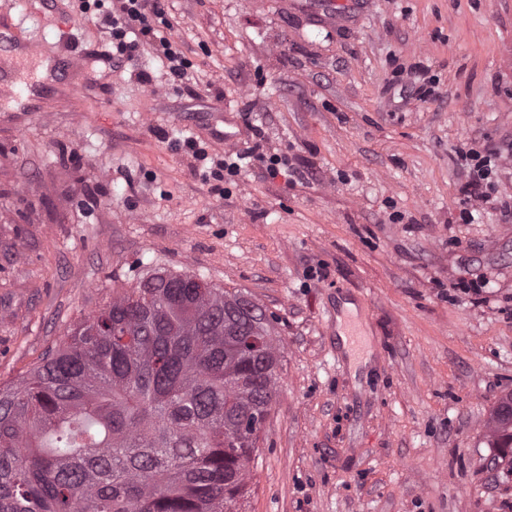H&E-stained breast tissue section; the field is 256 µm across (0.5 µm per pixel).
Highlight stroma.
Wrapping results in <instances>:
<instances>
[{"instance_id":"35a3bbf8","label":"stroma","mask_w":512,"mask_h":512,"mask_svg":"<svg viewBox=\"0 0 512 512\" xmlns=\"http://www.w3.org/2000/svg\"><path fill=\"white\" fill-rule=\"evenodd\" d=\"M327 9L165 0L190 95L146 51L89 83L106 28L71 0H0L45 49L0 59V384L152 269L194 274L272 315L282 353L242 512H512L486 429L512 395V160L482 203L459 158L512 138V0ZM48 53L73 66L21 111ZM417 64L439 97L395 98ZM246 113L297 172L252 167L227 197L175 140L220 160L224 133L252 145Z\"/></svg>"}]
</instances>
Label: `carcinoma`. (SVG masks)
<instances>
[{
  "instance_id": "carcinoma-1",
  "label": "carcinoma",
  "mask_w": 512,
  "mask_h": 512,
  "mask_svg": "<svg viewBox=\"0 0 512 512\" xmlns=\"http://www.w3.org/2000/svg\"><path fill=\"white\" fill-rule=\"evenodd\" d=\"M196 280H141L0 386V512H239L278 348L261 307Z\"/></svg>"
}]
</instances>
